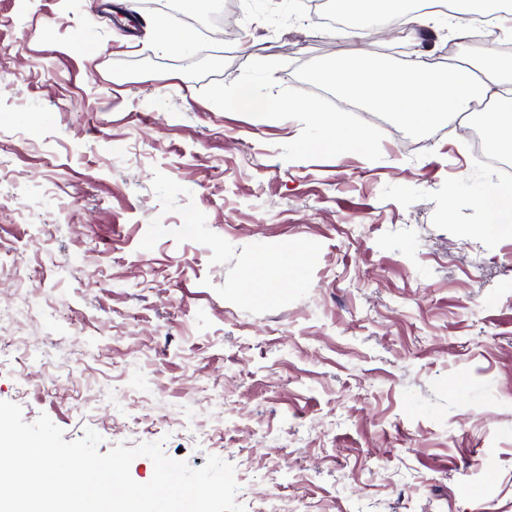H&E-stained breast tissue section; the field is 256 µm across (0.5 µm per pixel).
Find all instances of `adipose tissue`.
<instances>
[{
	"instance_id": "obj_1",
	"label": "adipose tissue",
	"mask_w": 512,
	"mask_h": 512,
	"mask_svg": "<svg viewBox=\"0 0 512 512\" xmlns=\"http://www.w3.org/2000/svg\"><path fill=\"white\" fill-rule=\"evenodd\" d=\"M323 78L342 99L390 113L412 126L432 127L468 116L474 101L491 99L486 118L489 146L497 155L512 156V60L492 55L476 67L446 71L421 60L410 67H391L360 54L327 70ZM313 119L321 130L319 146L339 151L354 147L365 153L374 148L372 133L352 128L345 113L317 112ZM306 264V258L284 251L258 254L244 275L243 288L273 295L285 285L289 270Z\"/></svg>"
}]
</instances>
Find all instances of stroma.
<instances>
[{
  "label": "stroma",
  "instance_id": "35a3bbf8",
  "mask_svg": "<svg viewBox=\"0 0 512 512\" xmlns=\"http://www.w3.org/2000/svg\"><path fill=\"white\" fill-rule=\"evenodd\" d=\"M86 0H0V305L42 308L30 369L0 351V401L73 441L162 442L235 467L236 500L296 512H512V236L479 198L496 178L469 137L312 90L358 51L402 65L386 17L337 36L322 0H193L199 69ZM233 7L244 44L217 38ZM428 46L472 66L500 42ZM249 92L345 113L376 148L315 147L308 114L257 123ZM307 253L277 297L252 257Z\"/></svg>",
  "mask_w": 512,
  "mask_h": 512
}]
</instances>
